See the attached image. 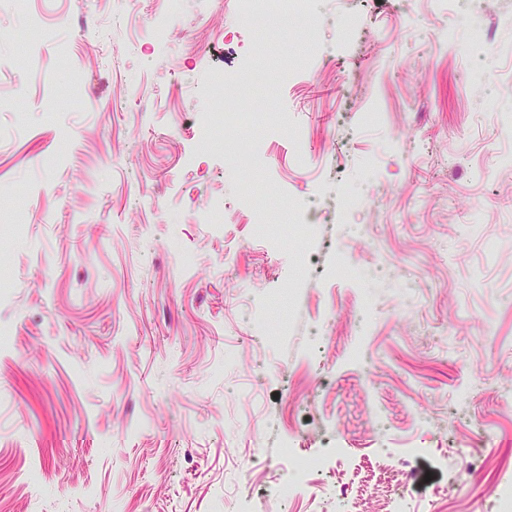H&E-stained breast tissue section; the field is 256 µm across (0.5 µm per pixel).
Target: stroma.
Returning a JSON list of instances; mask_svg holds the SVG:
<instances>
[{
  "instance_id": "1",
  "label": "stroma",
  "mask_w": 512,
  "mask_h": 512,
  "mask_svg": "<svg viewBox=\"0 0 512 512\" xmlns=\"http://www.w3.org/2000/svg\"><path fill=\"white\" fill-rule=\"evenodd\" d=\"M182 3L0 0V512H506L512 0ZM235 11L246 17L259 15L269 29L288 27V20L306 17L307 0H234Z\"/></svg>"
}]
</instances>
